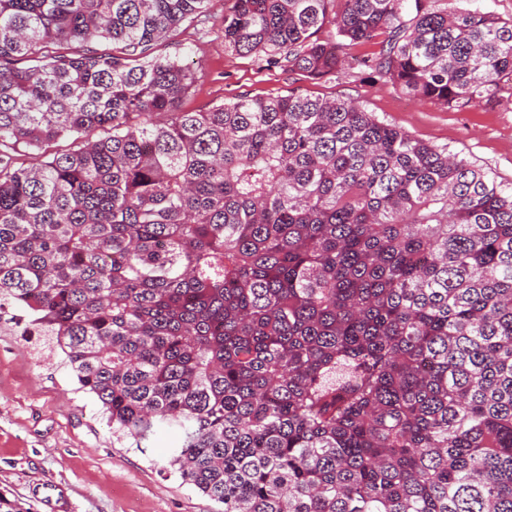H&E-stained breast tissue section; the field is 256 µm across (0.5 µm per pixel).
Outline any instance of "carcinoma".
<instances>
[{
  "label": "carcinoma",
  "instance_id": "1",
  "mask_svg": "<svg viewBox=\"0 0 512 512\" xmlns=\"http://www.w3.org/2000/svg\"><path fill=\"white\" fill-rule=\"evenodd\" d=\"M211 2L0 0V305L224 512H512V182L352 99L178 111L153 46ZM226 2L225 53L311 80L512 87L454 0Z\"/></svg>",
  "mask_w": 512,
  "mask_h": 512
}]
</instances>
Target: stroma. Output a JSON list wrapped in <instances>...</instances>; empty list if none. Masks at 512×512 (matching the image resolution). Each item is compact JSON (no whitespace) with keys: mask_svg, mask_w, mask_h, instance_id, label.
<instances>
[{"mask_svg":"<svg viewBox=\"0 0 512 512\" xmlns=\"http://www.w3.org/2000/svg\"><path fill=\"white\" fill-rule=\"evenodd\" d=\"M160 57L190 63L196 76L181 110L198 112L235 98H351L367 111L424 142L448 147L512 180V96L464 111L408 96L351 73L311 80L280 66L224 52V0L154 45ZM16 306L0 309V495L21 512H49L35 491L55 485L66 512H224L184 483L169 465L175 436L160 430L147 451L117 437L99 401L80 390L62 354Z\"/></svg>","mask_w":512,"mask_h":512,"instance_id":"35a3bbf8","label":"stroma"}]
</instances>
